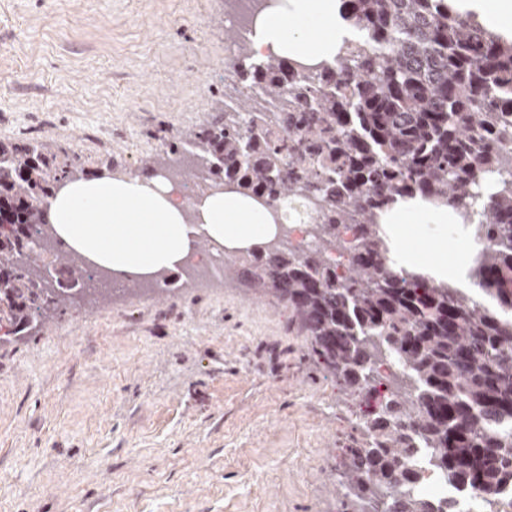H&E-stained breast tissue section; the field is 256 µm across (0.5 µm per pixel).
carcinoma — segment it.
I'll return each instance as SVG.
<instances>
[{"label": "carcinoma", "mask_w": 512, "mask_h": 512, "mask_svg": "<svg viewBox=\"0 0 512 512\" xmlns=\"http://www.w3.org/2000/svg\"><path fill=\"white\" fill-rule=\"evenodd\" d=\"M367 36L360 51L315 68L270 56L248 63L247 42L224 39L247 61L243 81L261 94L230 95V107L182 133V157L277 205L312 206L314 247L273 242L224 274L246 276L260 295L288 304L310 355L359 405L363 438L346 449L345 496L386 497L380 512H455L417 492L426 455L448 483L487 494L512 486V173L496 181L480 210L486 246L471 270L476 297L387 266L378 216L418 194L458 209L480 196V177L512 143V41L488 33L448 0H342ZM78 169L42 145L0 142V328L15 336L50 308L74 300L52 288L27 253L48 234L54 189ZM358 246L338 267L341 228ZM72 285L91 278L81 258L56 254ZM394 358L401 371L379 365ZM392 387L379 395L377 386Z\"/></svg>", "instance_id": "1"}]
</instances>
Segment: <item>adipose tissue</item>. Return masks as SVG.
<instances>
[{
  "label": "adipose tissue",
  "mask_w": 512,
  "mask_h": 512,
  "mask_svg": "<svg viewBox=\"0 0 512 512\" xmlns=\"http://www.w3.org/2000/svg\"><path fill=\"white\" fill-rule=\"evenodd\" d=\"M490 32L512 39V0H451ZM341 0H282L261 10L247 41L252 58L274 55L303 64L330 62L355 41ZM47 221L67 249L119 281H150L196 269L199 238L238 254L276 234L272 216L253 199L217 185L185 204L177 183L160 175L100 171L71 176L55 189ZM459 216L422 198H403L380 216L388 265L422 271L437 284L474 288L470 256L483 243L466 233L449 254L441 241Z\"/></svg>",
  "instance_id": "1"
}]
</instances>
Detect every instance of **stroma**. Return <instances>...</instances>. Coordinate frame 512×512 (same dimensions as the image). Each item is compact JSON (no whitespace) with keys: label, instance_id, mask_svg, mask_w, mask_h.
<instances>
[{"label":"stroma","instance_id":"stroma-1","mask_svg":"<svg viewBox=\"0 0 512 512\" xmlns=\"http://www.w3.org/2000/svg\"><path fill=\"white\" fill-rule=\"evenodd\" d=\"M239 0H0V141L139 175L240 83ZM0 342V512H341L358 408L293 312L173 274Z\"/></svg>","mask_w":512,"mask_h":512}]
</instances>
